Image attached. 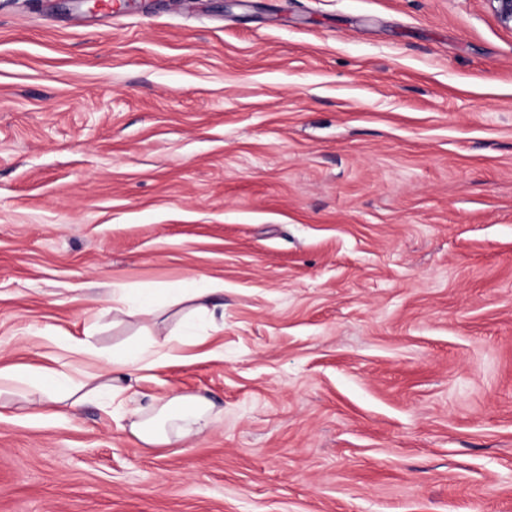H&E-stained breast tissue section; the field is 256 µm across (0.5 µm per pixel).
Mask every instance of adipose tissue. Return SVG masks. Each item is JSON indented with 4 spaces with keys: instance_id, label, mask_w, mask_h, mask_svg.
Listing matches in <instances>:
<instances>
[{
    "instance_id": "1",
    "label": "adipose tissue",
    "mask_w": 512,
    "mask_h": 512,
    "mask_svg": "<svg viewBox=\"0 0 512 512\" xmlns=\"http://www.w3.org/2000/svg\"><path fill=\"white\" fill-rule=\"evenodd\" d=\"M155 289L116 285L106 297L113 312L127 315H152L159 306ZM78 358L94 361L91 371L75 372L64 367L16 363L0 367V407L20 400L31 407L62 405L77 411L87 397L112 400L126 390L131 373L153 367L154 353L132 344L123 353L106 355L76 340L70 346ZM214 420L213 405L198 396L174 395L156 399L150 410L139 411L130 426L131 434L148 446L171 445L201 434Z\"/></svg>"
}]
</instances>
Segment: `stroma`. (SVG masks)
I'll list each match as a JSON object with an SVG mask.
<instances>
[{"label":"stroma","mask_w":512,"mask_h":512,"mask_svg":"<svg viewBox=\"0 0 512 512\" xmlns=\"http://www.w3.org/2000/svg\"><path fill=\"white\" fill-rule=\"evenodd\" d=\"M189 277L223 330L167 303L197 344L113 403L0 410V512H512L488 0H0V366L151 346L103 296ZM173 392L219 421L143 445Z\"/></svg>","instance_id":"stroma-1"}]
</instances>
